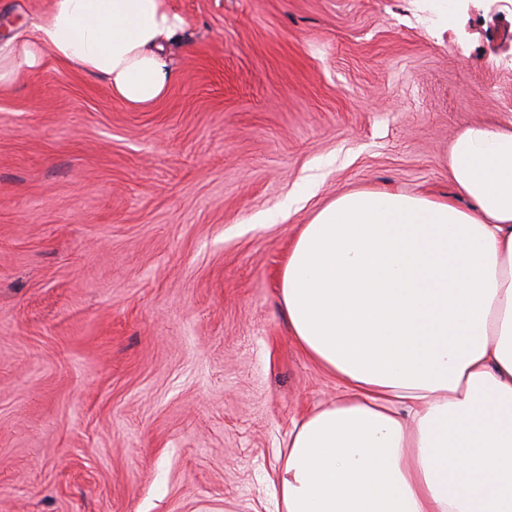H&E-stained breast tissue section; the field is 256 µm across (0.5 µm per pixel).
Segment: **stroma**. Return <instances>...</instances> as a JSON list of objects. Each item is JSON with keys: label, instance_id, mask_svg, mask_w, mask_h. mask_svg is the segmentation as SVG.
I'll return each instance as SVG.
<instances>
[{"label": "stroma", "instance_id": "1", "mask_svg": "<svg viewBox=\"0 0 512 512\" xmlns=\"http://www.w3.org/2000/svg\"><path fill=\"white\" fill-rule=\"evenodd\" d=\"M134 111L54 59L0 87V512H275L277 450L335 399L278 298L315 210L458 199L512 122V0H167ZM50 0H0V42Z\"/></svg>", "mask_w": 512, "mask_h": 512}]
</instances>
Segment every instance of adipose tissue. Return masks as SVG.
Masks as SVG:
<instances>
[{"label":"adipose tissue","instance_id":"ef3b65f1","mask_svg":"<svg viewBox=\"0 0 512 512\" xmlns=\"http://www.w3.org/2000/svg\"><path fill=\"white\" fill-rule=\"evenodd\" d=\"M182 24L166 0H51L0 85L50 57L148 108ZM447 165L470 209L349 190L290 248L289 332L340 395L280 447L282 512H512V123L465 127Z\"/></svg>","mask_w":512,"mask_h":512}]
</instances>
